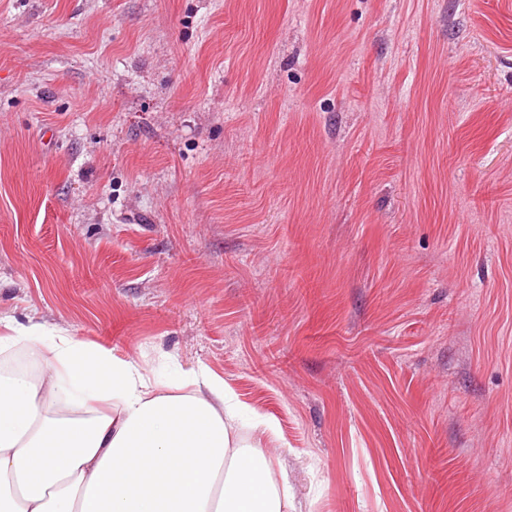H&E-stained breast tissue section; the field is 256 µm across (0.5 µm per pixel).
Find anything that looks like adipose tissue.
Listing matches in <instances>:
<instances>
[{
	"mask_svg": "<svg viewBox=\"0 0 512 512\" xmlns=\"http://www.w3.org/2000/svg\"><path fill=\"white\" fill-rule=\"evenodd\" d=\"M0 324L1 354L41 364L0 373V512H291L208 368L168 386L65 328Z\"/></svg>",
	"mask_w": 512,
	"mask_h": 512,
	"instance_id": "adipose-tissue-1",
	"label": "adipose tissue"
}]
</instances>
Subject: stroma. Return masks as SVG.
<instances>
[{"instance_id": "obj_1", "label": "stroma", "mask_w": 512, "mask_h": 512, "mask_svg": "<svg viewBox=\"0 0 512 512\" xmlns=\"http://www.w3.org/2000/svg\"><path fill=\"white\" fill-rule=\"evenodd\" d=\"M204 366L294 512H512V0H0V316Z\"/></svg>"}]
</instances>
